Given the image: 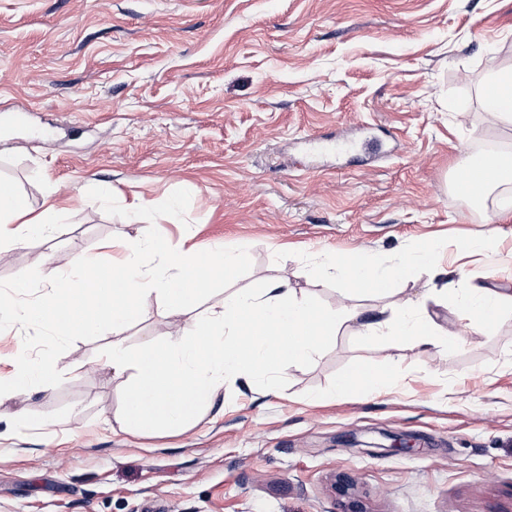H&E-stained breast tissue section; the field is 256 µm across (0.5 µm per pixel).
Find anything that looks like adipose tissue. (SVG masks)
I'll use <instances>...</instances> for the list:
<instances>
[{
	"mask_svg": "<svg viewBox=\"0 0 512 512\" xmlns=\"http://www.w3.org/2000/svg\"><path fill=\"white\" fill-rule=\"evenodd\" d=\"M484 110L490 122L512 125V70L492 74L483 95ZM58 219L55 206H48L36 217H29L28 208L15 189L7 183H0V224H20L30 233L42 235L49 232ZM436 261L432 245H423L418 254L382 269L372 256L359 255L350 260L340 257L328 259L330 269L337 271L346 281L359 290L372 293L387 292L396 280L409 278L416 266H429ZM512 307V294L477 287L461 302L463 319L475 322L479 327L494 324L505 307ZM389 333L404 336L414 347L429 345L430 330L426 321L417 318L411 307L401 306L391 310L383 327L374 328V335Z\"/></svg>",
	"mask_w": 512,
	"mask_h": 512,
	"instance_id": "1",
	"label": "adipose tissue"
}]
</instances>
